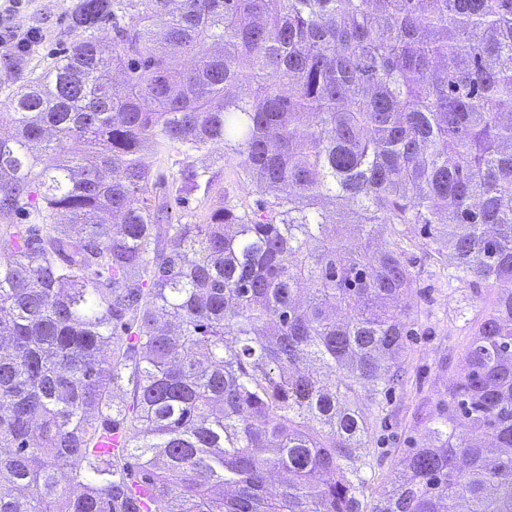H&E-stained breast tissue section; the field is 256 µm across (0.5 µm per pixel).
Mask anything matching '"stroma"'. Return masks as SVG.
<instances>
[{"instance_id": "stroma-1", "label": "stroma", "mask_w": 512, "mask_h": 512, "mask_svg": "<svg viewBox=\"0 0 512 512\" xmlns=\"http://www.w3.org/2000/svg\"><path fill=\"white\" fill-rule=\"evenodd\" d=\"M77 2L29 0L28 5L11 15L10 25L39 30L42 40L28 54L27 67L0 57V113L7 111L9 99L29 77L43 71L53 57L62 55L76 40L69 18ZM406 233L414 242L410 257L418 274V319L406 358L409 381L393 393L389 404L393 417L384 430L386 449L379 455L380 465L373 482L377 492L382 491L387 478L393 477L398 455L412 444L416 407L422 400L436 396L454 377L469 342V328L493 298L492 292L436 272L424 247L427 237L421 225L408 226Z\"/></svg>"}]
</instances>
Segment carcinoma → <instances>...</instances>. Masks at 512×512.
<instances>
[{
	"label": "carcinoma",
	"mask_w": 512,
	"mask_h": 512,
	"mask_svg": "<svg viewBox=\"0 0 512 512\" xmlns=\"http://www.w3.org/2000/svg\"><path fill=\"white\" fill-rule=\"evenodd\" d=\"M72 26L0 116V512H141L135 486L147 512H512V0H79ZM227 173L256 207L173 220ZM407 224L494 298L370 499Z\"/></svg>",
	"instance_id": "1"
}]
</instances>
